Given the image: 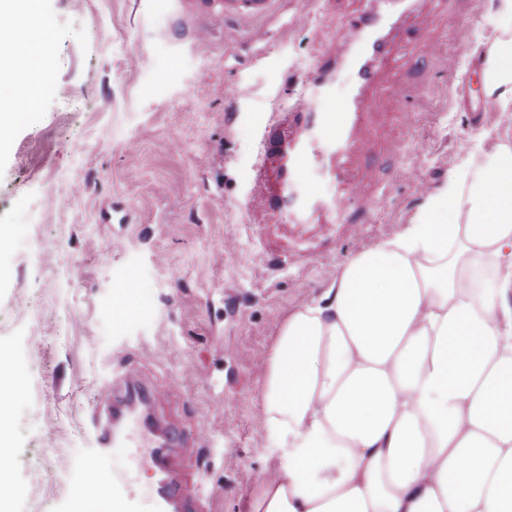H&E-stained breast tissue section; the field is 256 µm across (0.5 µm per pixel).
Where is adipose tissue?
Wrapping results in <instances>:
<instances>
[{"mask_svg": "<svg viewBox=\"0 0 512 512\" xmlns=\"http://www.w3.org/2000/svg\"><path fill=\"white\" fill-rule=\"evenodd\" d=\"M41 0H0V147L44 89ZM482 59L512 109V0ZM30 26L18 27V18ZM278 438L249 512H512V144L462 167L396 238L284 321L266 363Z\"/></svg>", "mask_w": 512, "mask_h": 512, "instance_id": "obj_1", "label": "adipose tissue"}]
</instances>
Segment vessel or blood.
I'll use <instances>...</instances> for the list:
<instances>
[{
  "instance_id": "vessel-or-blood-1",
  "label": "vessel or blood",
  "mask_w": 512,
  "mask_h": 512,
  "mask_svg": "<svg viewBox=\"0 0 512 512\" xmlns=\"http://www.w3.org/2000/svg\"><path fill=\"white\" fill-rule=\"evenodd\" d=\"M191 2L195 12L215 24L230 16L259 18L272 5V0ZM404 2L371 0L357 19L340 25L332 67L317 71L311 80V91L322 96L324 109L303 113L298 124L265 133V163L257 170V184L259 198L269 211L297 221L312 210L346 212L352 187L349 165L366 150L360 135L366 104L385 89L380 66L391 51L385 30L393 9ZM344 77L349 89L338 101L332 83ZM314 166L337 186L332 198H324L305 182V171ZM162 396V390L144 381L132 366L95 393L93 455H120L130 465L128 471L112 478V512H209L210 500L202 487L189 484L180 471L177 455L187 449L186 432L152 415L153 405ZM144 470L152 472L153 480L142 491L136 476Z\"/></svg>"
}]
</instances>
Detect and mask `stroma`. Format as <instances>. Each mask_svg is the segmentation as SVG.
Returning a JSON list of instances; mask_svg holds the SVG:
<instances>
[{
	"instance_id": "1",
	"label": "stroma",
	"mask_w": 512,
	"mask_h": 512,
	"mask_svg": "<svg viewBox=\"0 0 512 512\" xmlns=\"http://www.w3.org/2000/svg\"><path fill=\"white\" fill-rule=\"evenodd\" d=\"M365 6L274 0L200 48L170 30L196 25L185 0H42L47 91L0 149V363L18 377L0 422L14 450L0 512H84L93 397L128 365L165 389L160 418L206 432L180 466L212 512H245L274 452L263 366L285 318L411 224L420 184L480 166L512 131V110L474 114L478 61L448 66L457 29L475 42L499 33L493 0H425L427 50L403 21L382 71L403 92L369 105L358 224L255 208L263 128L316 104L311 78ZM271 248L287 263L269 266ZM122 278L140 301L125 321L112 309Z\"/></svg>"
}]
</instances>
